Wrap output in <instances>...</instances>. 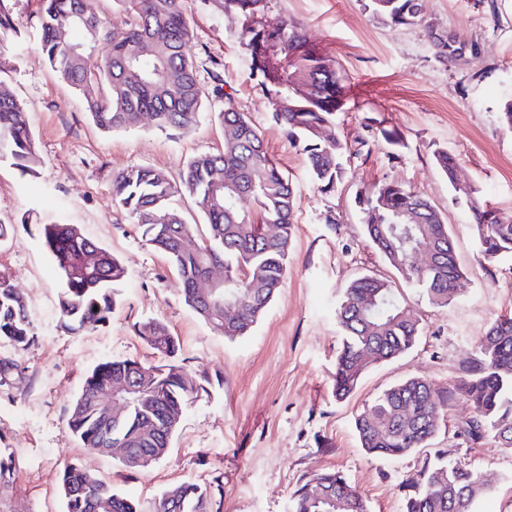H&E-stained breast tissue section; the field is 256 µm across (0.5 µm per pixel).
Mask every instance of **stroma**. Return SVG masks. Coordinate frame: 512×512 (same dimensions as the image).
<instances>
[{"label": "stroma", "instance_id": "35a3bbf8", "mask_svg": "<svg viewBox=\"0 0 512 512\" xmlns=\"http://www.w3.org/2000/svg\"><path fill=\"white\" fill-rule=\"evenodd\" d=\"M8 6L14 30L0 41V60L8 67L0 88L26 108L40 157L34 174L24 176L0 156V222L14 227L0 243V271L25 295L36 337L19 354L0 342V357L16 356L22 367L20 379L0 387V447L19 459L18 512H64L59 476L71 463L144 503L172 484L218 479L220 512H288L305 477L338 470L370 512H402L405 484L424 453L372 457L358 443L354 419L385 389L412 376L451 388L487 327L512 315V259L484 261L464 199L433 163L435 150L453 152L459 180L478 188L491 208L512 215V130L498 119L504 97L512 94V0H423L438 33L480 45V54L454 64L436 58L427 29L378 20L369 0H267L265 20L294 19L344 76L338 136L351 144L369 141L331 195L318 191L303 153L274 120L273 97L262 89L239 39V17L183 0L199 82L234 93L296 197L283 286L253 330L232 341L211 333L185 305L176 272L112 197L113 178L127 168L148 166L175 177L192 157L223 149V126L206 111L181 136L149 122L99 130L42 52L40 0H8ZM380 126L398 129L403 146L377 140ZM384 181L410 186L450 225L464 279L448 307L432 306L366 238L355 197ZM330 215L335 223H327ZM45 224L79 226L125 266L121 302L105 326L76 335L62 328L60 280L40 235ZM361 274L390 280L416 310L422 332L412 349L371 367L340 400L333 391L341 336L336 305ZM147 318L169 326L186 370L207 384L185 410L166 456L132 471L116 456L82 448L66 420L85 376L99 363H161L135 332ZM468 414L463 400L449 402L447 426L429 448L484 478L486 492L474 512H512V449L490 439L466 443L460 428Z\"/></svg>", "mask_w": 512, "mask_h": 512}]
</instances>
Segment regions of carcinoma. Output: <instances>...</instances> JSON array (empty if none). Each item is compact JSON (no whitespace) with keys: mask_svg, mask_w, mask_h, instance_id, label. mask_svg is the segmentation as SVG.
<instances>
[{"mask_svg":"<svg viewBox=\"0 0 512 512\" xmlns=\"http://www.w3.org/2000/svg\"><path fill=\"white\" fill-rule=\"evenodd\" d=\"M81 0H42L37 16L42 50L52 70L79 95L93 123L104 132L137 125L148 113L156 128L190 132L207 108L209 95L224 99L216 118L234 135L224 148L191 158L172 179L165 171L144 166L128 168L112 180V197L142 231V238L162 254L180 278L184 303L211 332L227 339L246 335L260 320L288 270L295 229V195L288 177L265 149L258 129L239 111L231 94L216 86L207 92L197 79V64L188 52L193 33L182 0H113L125 13V36L108 37L94 13L80 14ZM227 8L242 18L239 38L246 46L260 85L288 107L273 118L301 148L317 188L324 194L345 181L343 162L348 143L336 135V113L344 106L342 76L303 30L284 17L265 27L260 21L265 0H202ZM372 14L394 26L426 24L422 0H370ZM438 59L455 60L457 47L448 38L433 41ZM0 151L27 174L34 171L37 147L27 112L11 95L0 96ZM436 168L451 188L465 196L472 214L473 236L483 259L496 264L512 258V217L492 210L477 189L457 187L458 161L446 149L434 153ZM190 195L204 216L205 233L188 224L174 205ZM362 207L364 231L381 256L402 278L418 288L428 302L447 307L456 297L462 276L455 244L441 213L424 197L398 182H382ZM276 226L274 234L268 225ZM44 244L52 256L62 288L60 318L73 334L94 330L109 320L117 304V286L126 269L116 256L84 236L74 224H45ZM197 246L187 248L185 239ZM432 254L433 264L421 269L405 255ZM210 265L224 267V288L206 301L196 288ZM234 298L239 315L224 322L216 300ZM336 317L342 331L336 356L334 392L349 396L366 371L413 348L421 328L416 312L402 304L391 281L360 275L345 289ZM139 338L165 358L162 364L137 359H112L98 364L84 379L67 418L69 432L88 449L122 443L137 451L168 448L182 415L202 385L179 362L180 342L166 323L146 319L135 326ZM15 351L34 342L27 302L0 273V342ZM461 376L442 392L421 377L407 378L386 389L360 413L354 428L363 450L376 458L420 451L430 444L445 421L448 402L460 396L471 407L463 432L474 443L492 439L512 447V317L490 324L475 350L460 366ZM21 373L18 361L0 359V386ZM134 381L122 416L107 423L95 407V394L117 379ZM409 409L402 420L398 409ZM18 473L15 453L0 448V512H14ZM330 492L334 501L314 495L312 482ZM478 472L445 459L437 451L425 459L408 481L403 512H471ZM59 484L65 512H98L107 499L111 512H219L215 493L221 484L182 482L164 489L150 506L112 489L77 464L64 468ZM289 512H369L365 499L339 471L315 473L293 493Z\"/></svg>","mask_w":512,"mask_h":512,"instance_id":"obj_1","label":"carcinoma"}]
</instances>
